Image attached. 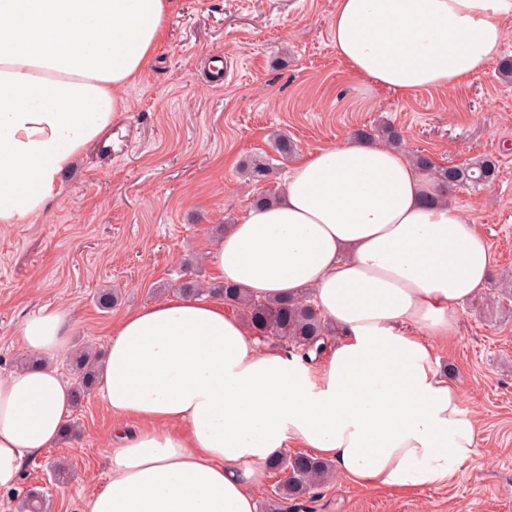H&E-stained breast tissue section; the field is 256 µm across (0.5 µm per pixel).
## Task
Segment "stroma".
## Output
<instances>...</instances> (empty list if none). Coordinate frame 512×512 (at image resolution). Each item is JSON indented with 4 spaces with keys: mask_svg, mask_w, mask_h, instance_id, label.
Instances as JSON below:
<instances>
[{
    "mask_svg": "<svg viewBox=\"0 0 512 512\" xmlns=\"http://www.w3.org/2000/svg\"><path fill=\"white\" fill-rule=\"evenodd\" d=\"M337 0H172L166 38L125 110L62 178V189L30 223L0 226V373L21 365L22 322L68 309L71 346L104 352L128 311L175 295L190 279L215 283L207 252L225 225L265 196L242 177L255 155L271 156L283 184L297 158L392 122L408 155L436 165L493 156L489 187L450 199L472 214L494 257L484 291L458 306L438 366L464 393L478 422L474 455L448 484L368 488L335 478L288 512H512V300L497 281L512 273V82L496 66L457 88L404 97L354 76L331 41ZM281 131L293 156H276ZM122 293L112 310L100 289ZM75 435L30 457L16 487L0 490V512L44 492L48 512H85L106 478L117 418L97 391L72 406ZM65 462L67 482L52 466Z\"/></svg>",
    "mask_w": 512,
    "mask_h": 512,
    "instance_id": "obj_1",
    "label": "stroma"
}]
</instances>
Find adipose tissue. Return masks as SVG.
Here are the masks:
<instances>
[{
    "label": "adipose tissue",
    "instance_id": "obj_1",
    "mask_svg": "<svg viewBox=\"0 0 512 512\" xmlns=\"http://www.w3.org/2000/svg\"><path fill=\"white\" fill-rule=\"evenodd\" d=\"M171 0H0V224H24L124 109L166 30ZM512 0H338L333 46L356 75L401 95L485 71ZM403 151L346 139L288 171L208 261L252 298L309 293L338 337L309 367L266 345L207 293L127 312L97 391L121 420L86 512H257L252 493L289 444L369 486L447 483L474 453L475 418L436 365L454 310L493 266L475 219ZM68 311L27 318L35 362L0 375V490L55 447L71 393L53 366Z\"/></svg>",
    "mask_w": 512,
    "mask_h": 512
}]
</instances>
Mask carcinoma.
Returning <instances> with one entry per match:
<instances>
[{
  "mask_svg": "<svg viewBox=\"0 0 512 512\" xmlns=\"http://www.w3.org/2000/svg\"><path fill=\"white\" fill-rule=\"evenodd\" d=\"M377 133L386 144L403 148L402 132L391 124L376 128L374 134L362 132L360 136L372 140ZM413 159L435 182L449 190L457 187L483 189L496 180L499 172L497 161L488 155L476 157L460 166L445 167L435 165L424 155H415ZM274 170L269 157H260L244 166L247 176L256 182L267 181ZM201 290L197 280L180 285L182 294ZM203 291L222 297L228 304L238 307L265 339H275L307 360L310 353H321L328 337L336 333L333 323L304 296L288 301L262 302L249 298L243 289L228 284L213 285ZM72 364L79 378L74 390L75 400L78 401L94 385L97 358L88 352H81L73 358ZM267 467L275 473L287 471L289 476L276 483L273 498L261 508V512H285L288 502L313 497L333 473V465L329 461L309 454L291 456L282 453L271 458ZM22 512H46L45 498L35 491H29L23 500Z\"/></svg>",
  "mask_w": 512,
  "mask_h": 512,
  "instance_id": "1",
  "label": "carcinoma"
}]
</instances>
